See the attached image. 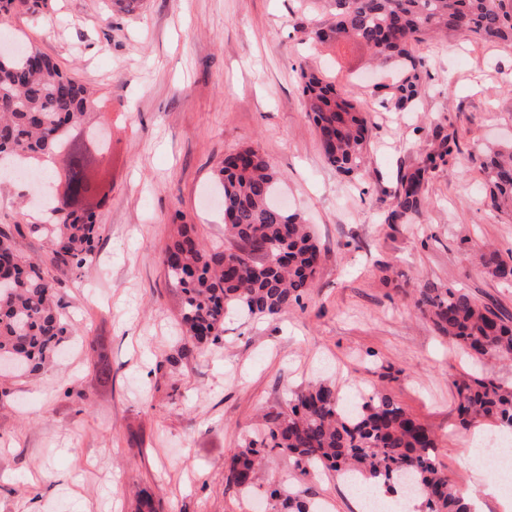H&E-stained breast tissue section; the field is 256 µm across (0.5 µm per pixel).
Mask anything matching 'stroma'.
Wrapping results in <instances>:
<instances>
[{"instance_id":"obj_1","label":"stroma","mask_w":512,"mask_h":512,"mask_svg":"<svg viewBox=\"0 0 512 512\" xmlns=\"http://www.w3.org/2000/svg\"><path fill=\"white\" fill-rule=\"evenodd\" d=\"M309 0H16L0 37L35 44L97 92L112 149L101 160L111 189L92 267L61 274L59 304L73 333L40 371L0 380V512H260L257 492L227 487L242 436L285 410L315 379L342 394H390L439 438L437 459L455 489L482 495L470 440L499 433L459 424L456 385L490 377L512 386V363L471 369L415 304L420 288H462L512 320V286L475 256L512 255V217L492 208L482 169L488 145L512 137V47L455 34L421 44L415 110L387 111L372 90L389 68L365 48L306 42ZM353 86L370 117L365 170L328 166L301 98L299 66ZM457 140L423 188L411 223L389 218L403 175L436 134ZM258 150L280 174L289 210L311 225L322 258L299 305L275 318L224 321L200 349L183 339L180 296L160 262L181 225L225 248L224 211L212 204L226 155ZM15 177L0 175V227L34 258L49 244L37 209L19 211ZM103 339L112 382L100 387L92 344ZM68 474V483L57 474ZM261 484L355 512L336 472L303 477L287 453L265 455Z\"/></svg>"}]
</instances>
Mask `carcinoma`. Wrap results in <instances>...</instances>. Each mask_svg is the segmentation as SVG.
I'll return each mask as SVG.
<instances>
[{"instance_id":"1","label":"carcinoma","mask_w":512,"mask_h":512,"mask_svg":"<svg viewBox=\"0 0 512 512\" xmlns=\"http://www.w3.org/2000/svg\"><path fill=\"white\" fill-rule=\"evenodd\" d=\"M333 21L305 29L316 43L366 48L373 59L395 69L392 83L376 87L381 104L401 110L419 97L422 61L415 47L441 33L470 34L512 45V0H331ZM302 94L322 156L346 176H357L368 151V119L352 95L314 72L301 70ZM94 92L65 73L36 47L18 41L0 57V171L4 162L45 161L63 156L64 169L41 178L49 216L31 229L50 240L47 258L23 254L12 233L0 229V362L34 373L60 350L67 327L57 300L58 274L93 262L102 225L86 203L105 198L95 158L71 134L84 136L95 155L109 152L111 139L93 109ZM452 152L440 140L405 180L395 220L419 213L421 191ZM492 206L512 212V141L489 148L483 162ZM224 202V236L234 243L218 251L185 224L162 251L161 263L181 297L183 336L207 346L224 333L231 313L276 317L308 292L321 258L310 225L273 201L278 173L257 150L246 147L224 159L217 174ZM493 279L512 284V256L481 255ZM415 303L436 331L459 344L474 360L512 361V321L456 288L419 289ZM458 413L468 425L479 419L512 430V390L492 378L457 386ZM438 438L391 395L375 391L353 408L343 405L336 385L310 383L292 393L288 411L230 458L226 483L255 486L268 451L288 452L302 474L325 466L372 480L394 494L412 486L426 512H472L469 498L455 490L433 449ZM270 512H314L303 500L274 487Z\"/></svg>"}]
</instances>
